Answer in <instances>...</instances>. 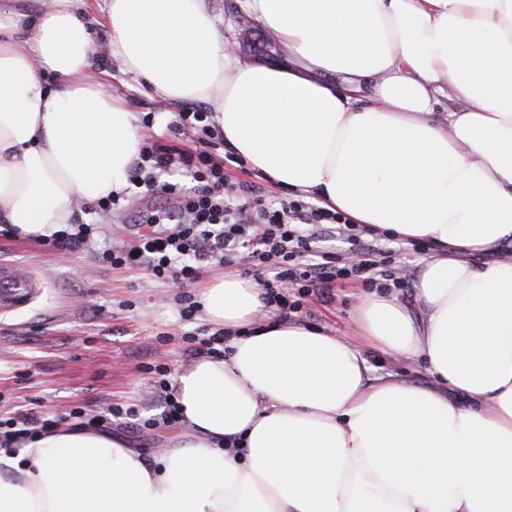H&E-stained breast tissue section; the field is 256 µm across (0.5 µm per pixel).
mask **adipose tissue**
<instances>
[{
    "label": "adipose tissue",
    "instance_id": "ef3b65f1",
    "mask_svg": "<svg viewBox=\"0 0 512 512\" xmlns=\"http://www.w3.org/2000/svg\"><path fill=\"white\" fill-rule=\"evenodd\" d=\"M293 59L241 56L209 0H0V215L67 229L129 184L144 134L91 73L92 24L165 101L204 99L280 188L433 247L413 305L372 295L356 326L431 384L375 374L349 339L269 319L227 274L202 294L226 356L174 379L182 418L153 461L60 428L0 449V512H512V0H236ZM60 80L44 85L40 73ZM461 105L437 115L441 98Z\"/></svg>",
    "mask_w": 512,
    "mask_h": 512
}]
</instances>
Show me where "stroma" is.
Returning <instances> with one entry per match:
<instances>
[{
  "label": "stroma",
  "mask_w": 512,
  "mask_h": 512,
  "mask_svg": "<svg viewBox=\"0 0 512 512\" xmlns=\"http://www.w3.org/2000/svg\"><path fill=\"white\" fill-rule=\"evenodd\" d=\"M265 38L256 24L235 29L242 55L287 64L286 51L266 44ZM94 69L113 95L123 98L138 118L148 119L156 140L193 147V140L175 138L170 130L183 103L162 102L109 53H99ZM119 207L122 215L115 218L97 205L83 204L74 221L95 225L96 245L104 249L131 239L146 208L174 213L179 202L169 195L144 200L128 192ZM0 266L21 271L31 285L26 303L0 308L2 419L30 412L63 414L110 402L137 408L142 421L159 417L160 408L152 404L153 366L165 365L169 375H176L189 363L186 337L215 331L205 311L189 321L181 318L177 285L141 269L103 266L87 251L58 253L31 240L0 236ZM331 294L327 302L308 301L299 323L334 336L352 335L357 306L369 289L361 281L346 280Z\"/></svg>",
  "instance_id": "obj_1"
}]
</instances>
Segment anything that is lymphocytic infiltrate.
<instances>
[{
    "label": "lymphocytic infiltrate",
    "mask_w": 512,
    "mask_h": 512,
    "mask_svg": "<svg viewBox=\"0 0 512 512\" xmlns=\"http://www.w3.org/2000/svg\"><path fill=\"white\" fill-rule=\"evenodd\" d=\"M174 170L180 180H166V173ZM130 183L151 193L180 196L184 216L173 224H149L133 242L95 251L96 259L115 269L142 268L152 278L179 284L184 289V320H191L199 308L187 287L200 278L204 265L214 262L244 264L267 307L283 321L302 312L304 297L329 298L340 280L359 278L368 288L381 279L397 288L407 286L405 278L380 268L384 248L354 233L345 215L301 199L272 202L253 183L229 187L224 161L210 149L144 144ZM338 232L347 233L354 259L318 250L321 238ZM135 415L134 409L110 403L98 410L85 406L61 415L0 418V448L21 445L76 419L97 429Z\"/></svg>",
    "instance_id": "1"
}]
</instances>
